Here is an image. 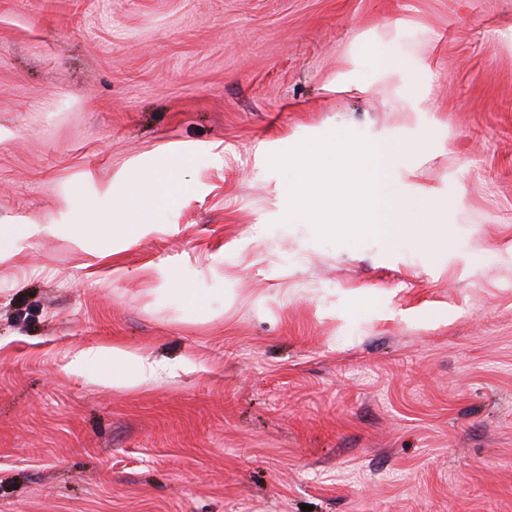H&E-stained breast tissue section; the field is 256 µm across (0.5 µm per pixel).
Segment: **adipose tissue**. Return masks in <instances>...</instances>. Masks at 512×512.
I'll return each mask as SVG.
<instances>
[{"mask_svg": "<svg viewBox=\"0 0 512 512\" xmlns=\"http://www.w3.org/2000/svg\"><path fill=\"white\" fill-rule=\"evenodd\" d=\"M152 224H127L122 212L108 216L106 223L96 225L95 234L105 241L112 251L132 245L150 234ZM70 373L91 376L115 387H132L150 383L158 373L156 363L137 358L119 347H90L72 357L68 364Z\"/></svg>", "mask_w": 512, "mask_h": 512, "instance_id": "adipose-tissue-1", "label": "adipose tissue"}]
</instances>
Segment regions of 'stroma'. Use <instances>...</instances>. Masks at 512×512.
I'll return each mask as SVG.
<instances>
[{
	"label": "stroma",
	"mask_w": 512,
	"mask_h": 512,
	"mask_svg": "<svg viewBox=\"0 0 512 512\" xmlns=\"http://www.w3.org/2000/svg\"><path fill=\"white\" fill-rule=\"evenodd\" d=\"M333 130L451 241L282 222L258 147ZM2 224L40 230L0 259V512H512V0H0ZM96 346L163 370L70 374ZM178 185L179 183L172 177L153 175L148 180H142L136 183L132 191L158 203L168 197L170 191ZM112 202L119 204V209L108 216L107 223L94 224L95 235L111 246L112 253H117L121 249L132 245L141 238L147 236L155 229V224L139 223L126 224L123 222V211L118 199H114L112 188ZM156 277L161 293L176 294L180 296L186 303H196L200 297L194 288H189L182 280L175 278L172 272L163 267L156 268Z\"/></svg>",
	"instance_id": "obj_1"
}]
</instances>
